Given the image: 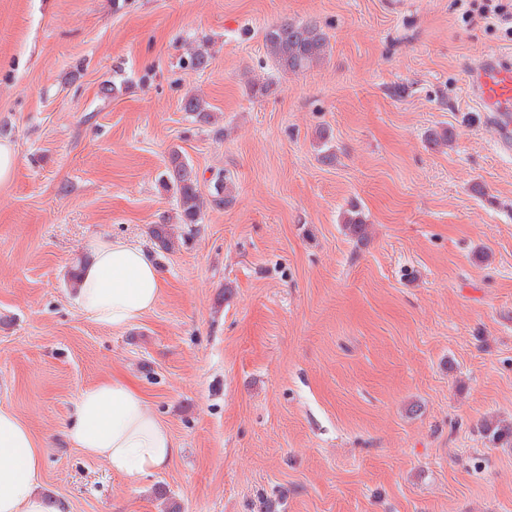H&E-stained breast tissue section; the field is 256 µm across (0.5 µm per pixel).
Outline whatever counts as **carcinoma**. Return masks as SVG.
<instances>
[{
	"mask_svg": "<svg viewBox=\"0 0 512 512\" xmlns=\"http://www.w3.org/2000/svg\"><path fill=\"white\" fill-rule=\"evenodd\" d=\"M264 41L266 53L274 66L293 74L307 72L320 64L330 48L327 34L315 21H281L267 29ZM182 108L199 123L211 122L212 115L207 112L206 103L195 95L185 97ZM198 183V175L192 165L180 152L172 151L163 185L176 198L178 220L181 224L202 223L203 201ZM214 190L216 203L227 205L232 201L231 178L218 175L215 178ZM343 223L352 236L360 241L365 239L366 217L358 206L353 205L347 210ZM151 235L160 248H170V224L165 222L154 225ZM481 432L494 445L500 442L512 445L511 426L505 429L485 422L481 425Z\"/></svg>",
	"mask_w": 512,
	"mask_h": 512,
	"instance_id": "1",
	"label": "carcinoma"
}]
</instances>
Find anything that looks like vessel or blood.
Listing matches in <instances>:
<instances>
[{
  "label": "vessel or blood",
  "mask_w": 512,
  "mask_h": 512,
  "mask_svg": "<svg viewBox=\"0 0 512 512\" xmlns=\"http://www.w3.org/2000/svg\"><path fill=\"white\" fill-rule=\"evenodd\" d=\"M472 97L495 120L499 146L512 149V68L494 56L483 58L469 73Z\"/></svg>",
  "instance_id": "b4317fda"
}]
</instances>
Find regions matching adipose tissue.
<instances>
[{"label": "adipose tissue", "mask_w": 512, "mask_h": 512, "mask_svg": "<svg viewBox=\"0 0 512 512\" xmlns=\"http://www.w3.org/2000/svg\"><path fill=\"white\" fill-rule=\"evenodd\" d=\"M71 288L78 309L116 330L143 318L156 305L162 277L143 245L117 237L93 239ZM68 438L116 473L133 478L168 468L179 448L169 429L132 384L113 378L83 389L68 425ZM42 450L29 426L0 408V512H67L42 493Z\"/></svg>", "instance_id": "obj_1"}]
</instances>
